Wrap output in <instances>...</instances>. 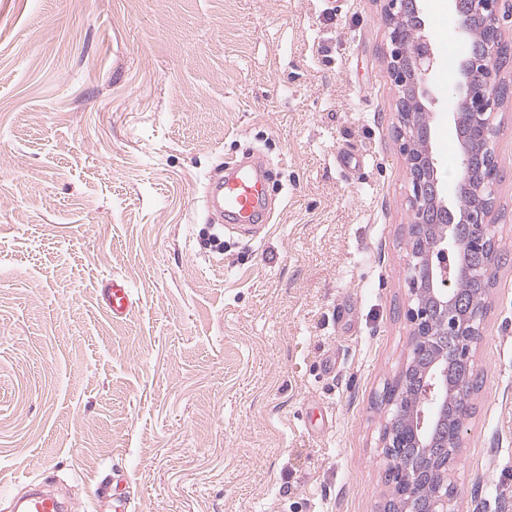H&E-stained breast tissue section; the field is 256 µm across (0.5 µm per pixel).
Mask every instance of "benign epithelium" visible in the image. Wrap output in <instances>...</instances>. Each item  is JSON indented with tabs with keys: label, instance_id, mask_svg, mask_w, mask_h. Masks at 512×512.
Masks as SVG:
<instances>
[{
	"label": "benign epithelium",
	"instance_id": "obj_1",
	"mask_svg": "<svg viewBox=\"0 0 512 512\" xmlns=\"http://www.w3.org/2000/svg\"><path fill=\"white\" fill-rule=\"evenodd\" d=\"M501 2L448 0L459 20L460 36L470 45L459 62L461 80L448 112L462 144V176L448 195L430 146L429 81L437 59L422 17V0H384L390 44L386 58L399 91L397 134L410 184L409 234L418 247L408 263L409 301L404 313L410 326V353L394 379L398 391L385 392L389 417L379 445L401 492L384 503L383 512H459L453 472L462 444L460 434L448 428V416L464 420L469 404L460 400L448 412V364L459 369L456 390L464 393L475 369V347L484 335L481 307L486 300L455 290L453 277L464 271L480 283L494 271L488 249L495 237L491 214L496 171L477 187L470 177L478 160L498 166L494 114L502 83L496 56L503 21L512 16V6L501 13ZM464 249L481 255L483 263L461 269L458 257ZM428 378L442 392L434 396L436 430L425 437L423 412L406 406L399 390Z\"/></svg>",
	"mask_w": 512,
	"mask_h": 512
}]
</instances>
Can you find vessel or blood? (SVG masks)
Wrapping results in <instances>:
<instances>
[{
  "instance_id": "1",
  "label": "vessel or blood",
  "mask_w": 512,
  "mask_h": 512,
  "mask_svg": "<svg viewBox=\"0 0 512 512\" xmlns=\"http://www.w3.org/2000/svg\"><path fill=\"white\" fill-rule=\"evenodd\" d=\"M205 208L231 228L246 231L268 223L271 215L263 159L247 157L227 168L225 175L209 178L204 186ZM103 301L113 319L126 318L134 306L127 282L120 277L107 280L102 288ZM132 492L120 470L112 472L111 492H98L95 512H129ZM17 507L19 512H64V504L53 494L34 486Z\"/></svg>"
}]
</instances>
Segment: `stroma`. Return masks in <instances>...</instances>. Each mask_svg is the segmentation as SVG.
<instances>
[{
    "label": "stroma",
    "mask_w": 512,
    "mask_h": 512,
    "mask_svg": "<svg viewBox=\"0 0 512 512\" xmlns=\"http://www.w3.org/2000/svg\"><path fill=\"white\" fill-rule=\"evenodd\" d=\"M383 5L0 0V512L36 479L91 512L116 467L134 512H379L383 394L410 346ZM501 77L461 512H512V58ZM455 90L430 106L450 188ZM250 149L278 200L254 241L199 206ZM102 296L113 320L126 318L134 307L132 290L123 278L112 277L107 280L102 288Z\"/></svg>",
    "instance_id": "1"
}]
</instances>
